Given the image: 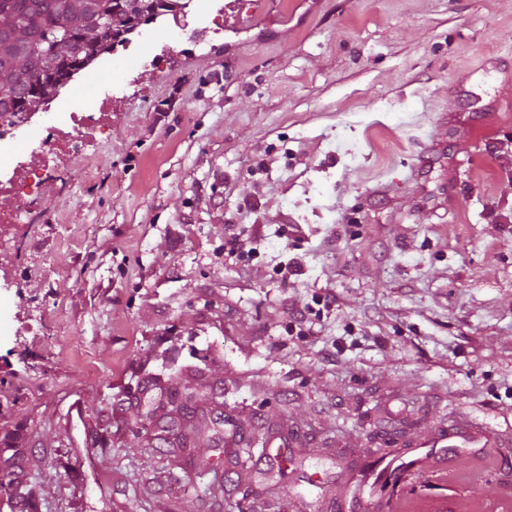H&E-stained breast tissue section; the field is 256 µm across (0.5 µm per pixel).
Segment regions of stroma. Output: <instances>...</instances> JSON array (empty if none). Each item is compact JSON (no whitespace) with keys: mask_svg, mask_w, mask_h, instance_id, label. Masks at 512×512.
Returning <instances> with one entry per match:
<instances>
[{"mask_svg":"<svg viewBox=\"0 0 512 512\" xmlns=\"http://www.w3.org/2000/svg\"><path fill=\"white\" fill-rule=\"evenodd\" d=\"M112 85V123L0 241V512H253L210 432L147 452L143 394L293 429L285 512H512V0H272ZM0 152L38 164L39 129ZM238 233L255 252L225 260ZM336 296L332 307L320 299ZM305 311L295 326L293 307ZM497 442L438 477L458 425ZM410 469L377 482L375 450Z\"/></svg>","mask_w":512,"mask_h":512,"instance_id":"35a3bbf8","label":"stroma"}]
</instances>
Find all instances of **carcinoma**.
I'll return each mask as SVG.
<instances>
[{"instance_id":"1","label":"carcinoma","mask_w":512,"mask_h":512,"mask_svg":"<svg viewBox=\"0 0 512 512\" xmlns=\"http://www.w3.org/2000/svg\"><path fill=\"white\" fill-rule=\"evenodd\" d=\"M181 0H0V115L35 105L44 81L60 78L93 53ZM112 33L98 31L102 16Z\"/></svg>"}]
</instances>
